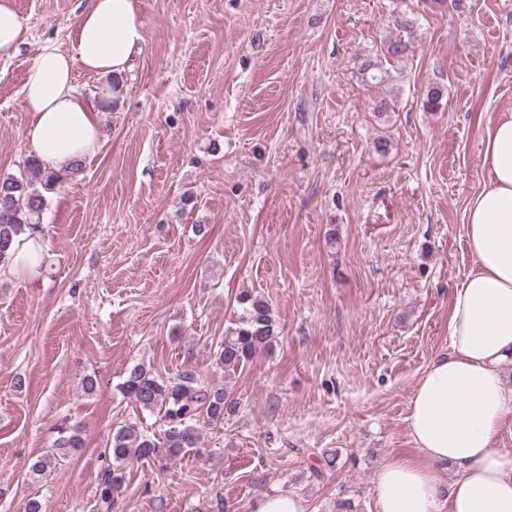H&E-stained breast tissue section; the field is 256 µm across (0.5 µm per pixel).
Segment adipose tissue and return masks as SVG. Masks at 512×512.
Returning a JSON list of instances; mask_svg holds the SVG:
<instances>
[{
    "instance_id": "obj_1",
    "label": "adipose tissue",
    "mask_w": 512,
    "mask_h": 512,
    "mask_svg": "<svg viewBox=\"0 0 512 512\" xmlns=\"http://www.w3.org/2000/svg\"><path fill=\"white\" fill-rule=\"evenodd\" d=\"M136 0H87L76 14L70 50L45 47L24 85L32 113L28 142L56 166L99 149L98 99L78 93L74 72L123 77L142 41ZM487 179L468 201L464 226L473 269L449 300V353L422 373L408 404L411 453L387 460L376 512H512V454L493 443L512 390V113L486 132ZM460 475L444 484L440 471Z\"/></svg>"
}]
</instances>
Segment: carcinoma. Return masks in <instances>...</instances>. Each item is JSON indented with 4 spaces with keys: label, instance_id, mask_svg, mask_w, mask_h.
I'll return each instance as SVG.
<instances>
[{
    "label": "carcinoma",
    "instance_id": "cac0c4a2",
    "mask_svg": "<svg viewBox=\"0 0 512 512\" xmlns=\"http://www.w3.org/2000/svg\"><path fill=\"white\" fill-rule=\"evenodd\" d=\"M415 24V18L406 13L393 16L397 36L387 45V56L397 60L405 57ZM360 71L376 84L388 77L382 65L373 60L363 62ZM443 97L442 84L430 85L425 108L437 111ZM58 182L52 168L36 157L26 161L20 175L0 180V266H8L14 256L13 247L20 239H42L40 217ZM235 300L239 308L235 327L225 332L214 357L216 367L228 374L237 371L258 352L271 348L280 334L277 312L268 298L243 289ZM120 391L141 410L157 415L164 430L159 438L135 425H124L112 433L109 448L116 467L107 471L100 490L101 500L109 508L122 493V464L143 459L162 462L183 456L198 447L200 418H206L211 425H221L240 408V402L231 392L206 381L192 369L165 378L139 363L128 369ZM55 432L50 448L30 463L29 479L33 484L40 483L46 474L57 470L82 448L80 426L61 424L55 427Z\"/></svg>",
    "mask_w": 512,
    "mask_h": 512
}]
</instances>
